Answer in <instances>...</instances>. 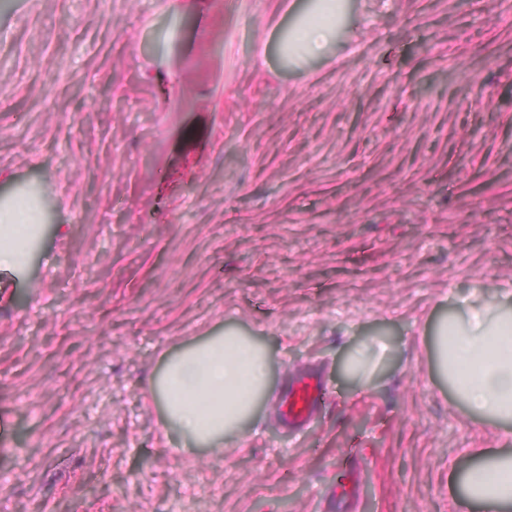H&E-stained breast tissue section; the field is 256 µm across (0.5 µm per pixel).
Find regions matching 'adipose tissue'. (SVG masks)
Listing matches in <instances>:
<instances>
[{"mask_svg":"<svg viewBox=\"0 0 512 512\" xmlns=\"http://www.w3.org/2000/svg\"><path fill=\"white\" fill-rule=\"evenodd\" d=\"M336 0H317L315 13L291 32L289 54H320L335 30ZM34 210L1 207L0 266L20 265L25 232L38 223ZM439 367L469 412L512 421V314L494 307L443 326L437 338ZM270 386L267 355L249 339L212 336L167 359L152 392L163 401L166 426L187 446L214 455L224 452V435L243 427L257 399ZM470 501L482 512H512V455L499 453L465 478Z\"/></svg>","mask_w":512,"mask_h":512,"instance_id":"adipose-tissue-1","label":"adipose tissue"}]
</instances>
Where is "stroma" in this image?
<instances>
[{
  "label": "stroma",
  "mask_w": 512,
  "mask_h": 512,
  "mask_svg": "<svg viewBox=\"0 0 512 512\" xmlns=\"http://www.w3.org/2000/svg\"><path fill=\"white\" fill-rule=\"evenodd\" d=\"M0 0V512H466L512 422L436 371L442 323L512 312V0ZM235 331L271 388L224 454L181 452L151 380ZM386 348L369 386L343 369ZM302 436L275 397L310 365ZM316 2V12L296 26L286 40L287 55L301 52L311 56L318 55L325 49L335 31L337 1L318 0ZM39 218L32 208L13 206L0 208L1 228H8L12 237L0 236V266H18L26 255L25 232L29 224H37Z\"/></svg>",
  "instance_id": "stroma-1"
}]
</instances>
